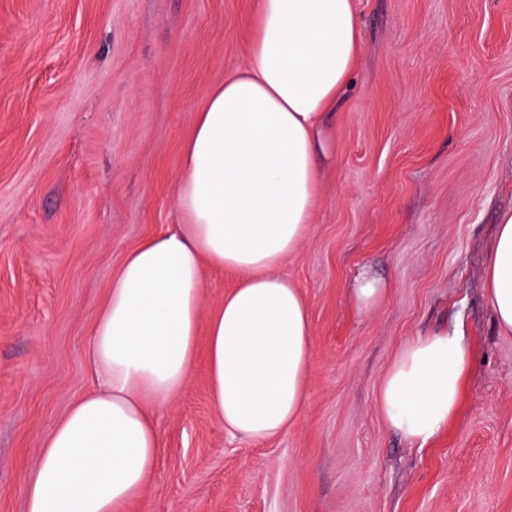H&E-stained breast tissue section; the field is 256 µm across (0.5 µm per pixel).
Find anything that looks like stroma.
<instances>
[{
    "instance_id": "1",
    "label": "stroma",
    "mask_w": 512,
    "mask_h": 512,
    "mask_svg": "<svg viewBox=\"0 0 512 512\" xmlns=\"http://www.w3.org/2000/svg\"><path fill=\"white\" fill-rule=\"evenodd\" d=\"M354 85L318 136L319 201L281 272L314 330L307 405L225 432L205 357L155 413L126 512H512V334L484 261L512 209V0H356ZM258 0H0V512H26L43 441L93 379L112 279L177 222L196 112L246 56ZM389 290L360 312L362 272ZM461 330L456 419L422 445L377 395L411 338Z\"/></svg>"
}]
</instances>
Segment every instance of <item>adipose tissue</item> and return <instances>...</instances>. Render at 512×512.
<instances>
[{"label": "adipose tissue", "mask_w": 512, "mask_h": 512, "mask_svg": "<svg viewBox=\"0 0 512 512\" xmlns=\"http://www.w3.org/2000/svg\"><path fill=\"white\" fill-rule=\"evenodd\" d=\"M361 51L356 0H259L243 66L211 90L183 146L179 221L142 239L113 278L86 349L94 387L45 440L27 512H123L141 497L162 444L153 413L186 387L199 335L227 433L262 441L300 419L313 330L279 268L308 235L315 138ZM210 270L238 280L206 315ZM484 286L499 330L512 333V210L499 218ZM469 367L459 332L411 338L379 388L386 422L427 443L457 415Z\"/></svg>", "instance_id": "adipose-tissue-1"}]
</instances>
